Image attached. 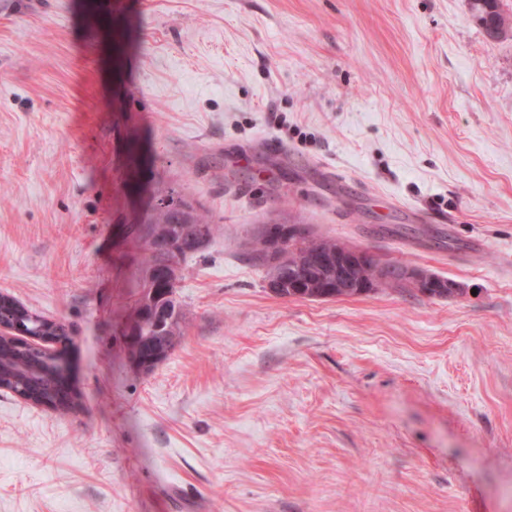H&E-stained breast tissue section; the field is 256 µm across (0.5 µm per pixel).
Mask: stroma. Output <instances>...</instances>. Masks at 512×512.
<instances>
[{
  "mask_svg": "<svg viewBox=\"0 0 512 512\" xmlns=\"http://www.w3.org/2000/svg\"><path fill=\"white\" fill-rule=\"evenodd\" d=\"M152 179L218 229L145 373ZM295 220L465 291L274 296L243 244ZM511 253L512 36L469 0H0V293L82 394L0 389V512H512ZM15 302L21 309L33 312L39 320V328L38 331L33 334L34 336H52L57 339H68L69 336H71L68 325L63 321L37 313L17 300H15Z\"/></svg>",
  "mask_w": 512,
  "mask_h": 512,
  "instance_id": "35a3bbf8",
  "label": "stroma"
}]
</instances>
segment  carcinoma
Returning a JSON list of instances; mask_svg holds the SVG:
<instances>
[{
	"label": "carcinoma",
	"mask_w": 512,
	"mask_h": 512,
	"mask_svg": "<svg viewBox=\"0 0 512 512\" xmlns=\"http://www.w3.org/2000/svg\"><path fill=\"white\" fill-rule=\"evenodd\" d=\"M502 26L501 35L512 32V16L499 8L498 0H470L473 20L481 23L487 9ZM198 224L206 228V238L190 241L181 237L179 227ZM209 212L195 200L175 193L169 187L158 185L133 221L126 225V234L142 250V260L137 269V298L129 318L140 316L142 327L133 343H125L127 356L139 354L146 360L159 356L166 359L175 346L182 322L180 304L176 298L178 283L170 282L165 272L174 264L181 265L188 256L200 252L216 231ZM336 240L313 235L304 240L283 260L272 265L267 259L266 230H258L248 242V254L265 269V279L288 280V273L298 261L312 253L336 252ZM39 320L38 336L67 339L70 329L63 321L36 314ZM72 367L61 354H53L46 348L22 338L16 342H0V383L4 388L21 389L29 394L34 403L44 400L55 410L68 413L80 407V392L69 385Z\"/></svg>",
	"instance_id": "obj_1"
}]
</instances>
